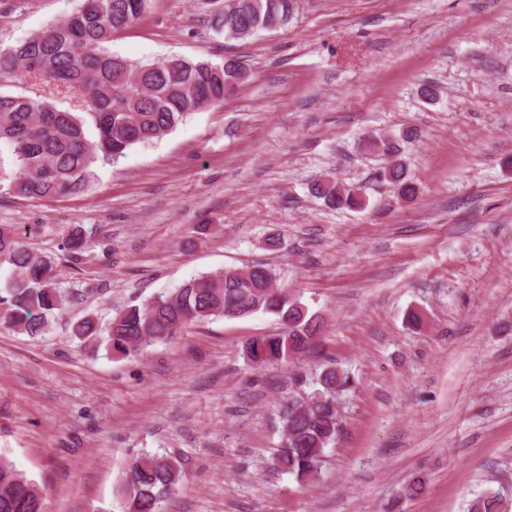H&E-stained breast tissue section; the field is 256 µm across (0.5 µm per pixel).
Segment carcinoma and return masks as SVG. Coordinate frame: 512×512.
Listing matches in <instances>:
<instances>
[{
    "mask_svg": "<svg viewBox=\"0 0 512 512\" xmlns=\"http://www.w3.org/2000/svg\"><path fill=\"white\" fill-rule=\"evenodd\" d=\"M151 0H80L64 19L54 22L0 54V79L21 73L41 75L57 87L85 95L80 112L58 107L48 97L0 91V175L12 190L29 199H50L84 193L96 179L100 160L116 161L137 144L171 132L193 113L223 105L249 78L235 57L218 64L210 60L173 57L138 64L110 51L112 35L136 22ZM295 0H224L213 28L226 39L288 24ZM365 151L378 158L379 178L391 184L400 198L416 195L409 182L400 146L392 138L368 137ZM313 193L336 209L361 211L367 207L361 189L317 183ZM8 274L0 286V318L20 333L44 334L49 318L65 303L57 288L53 264L24 246L11 226L0 225V266ZM270 314L280 332L258 336L245 347L247 363L264 367L301 356L319 331L317 315L285 288L265 264L246 265L222 273L193 277L170 293H160L132 305L102 323L94 316L76 322L72 336L82 343L105 344L119 357L134 355L169 339L192 324L213 317L245 318ZM312 403H284L279 419L288 428L272 458L273 469L312 478L319 459L338 431L333 393L350 382L334 368L323 370ZM183 480L179 463L144 454L126 466L121 488L123 512H163L164 501ZM473 512H506V502L489 493L472 503ZM0 512H41L37 485L11 463L0 459Z\"/></svg>",
    "mask_w": 512,
    "mask_h": 512,
    "instance_id": "1",
    "label": "carcinoma"
}]
</instances>
